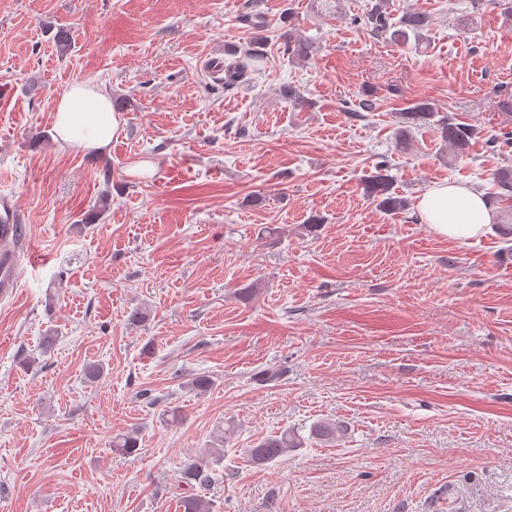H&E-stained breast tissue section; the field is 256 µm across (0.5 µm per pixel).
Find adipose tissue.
Wrapping results in <instances>:
<instances>
[{
	"label": "adipose tissue",
	"mask_w": 512,
	"mask_h": 512,
	"mask_svg": "<svg viewBox=\"0 0 512 512\" xmlns=\"http://www.w3.org/2000/svg\"><path fill=\"white\" fill-rule=\"evenodd\" d=\"M54 130L60 147L100 153L117 137L120 119L104 90L76 82L54 103ZM417 210L438 235L460 242L483 234L494 218L482 192L455 183L427 189L418 198Z\"/></svg>",
	"instance_id": "adipose-tissue-1"
}]
</instances>
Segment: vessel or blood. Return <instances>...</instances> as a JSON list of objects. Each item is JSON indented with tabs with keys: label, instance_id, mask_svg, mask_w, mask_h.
<instances>
[{
	"label": "vessel or blood",
	"instance_id": "vessel-or-blood-1",
	"mask_svg": "<svg viewBox=\"0 0 512 512\" xmlns=\"http://www.w3.org/2000/svg\"><path fill=\"white\" fill-rule=\"evenodd\" d=\"M23 216L11 196L0 195V297L13 295L19 280L18 250L26 246Z\"/></svg>",
	"mask_w": 512,
	"mask_h": 512
}]
</instances>
